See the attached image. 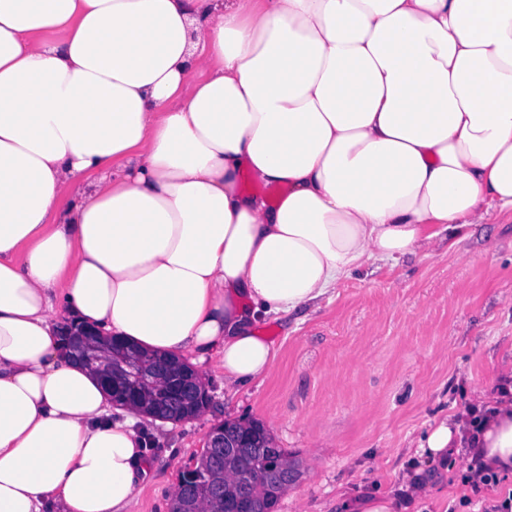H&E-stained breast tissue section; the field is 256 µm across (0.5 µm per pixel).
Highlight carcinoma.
Listing matches in <instances>:
<instances>
[{
  "label": "carcinoma",
  "mask_w": 512,
  "mask_h": 512,
  "mask_svg": "<svg viewBox=\"0 0 512 512\" xmlns=\"http://www.w3.org/2000/svg\"><path fill=\"white\" fill-rule=\"evenodd\" d=\"M208 402L204 390L173 405L158 403L154 392L147 391L141 395L139 406L149 415L181 420L198 415ZM297 477L296 464L288 461V453L283 450L269 458L254 448H231L217 463L206 448L195 467L180 473L170 512H224V502L245 491L254 512H272L280 493Z\"/></svg>",
  "instance_id": "obj_1"
}]
</instances>
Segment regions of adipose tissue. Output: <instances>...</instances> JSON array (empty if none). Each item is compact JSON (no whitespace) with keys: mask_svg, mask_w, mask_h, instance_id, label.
Instances as JSON below:
<instances>
[{"mask_svg":"<svg viewBox=\"0 0 512 512\" xmlns=\"http://www.w3.org/2000/svg\"><path fill=\"white\" fill-rule=\"evenodd\" d=\"M496 210L512 0H0V512H126L158 463L58 314L242 387L263 321ZM499 375L417 454L512 476ZM429 484L352 507L420 512Z\"/></svg>","mask_w":512,"mask_h":512,"instance_id":"1","label":"adipose tissue"}]
</instances>
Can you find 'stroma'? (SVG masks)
Segmentation results:
<instances>
[{"label": "stroma", "mask_w": 512, "mask_h": 512, "mask_svg": "<svg viewBox=\"0 0 512 512\" xmlns=\"http://www.w3.org/2000/svg\"><path fill=\"white\" fill-rule=\"evenodd\" d=\"M277 357L264 379L224 390L216 360L199 366L211 396L197 417L145 418L163 444L161 463L128 512H169L180 471L199 458L212 429L257 420L299 465L276 512H344L365 492L388 494L404 471L428 467L407 448L469 388L494 394L512 359V212L462 231L453 248L398 262L369 261L307 317L262 323ZM460 464L437 475L426 512H489L512 479L473 491Z\"/></svg>", "instance_id": "stroma-1"}]
</instances>
